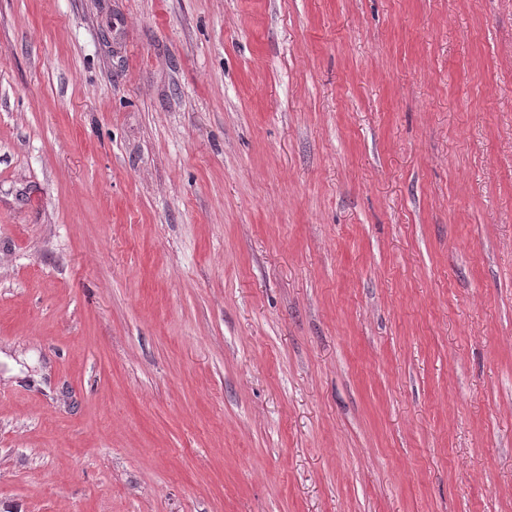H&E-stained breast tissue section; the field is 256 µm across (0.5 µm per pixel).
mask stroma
<instances>
[{"label": "stroma", "mask_w": 512, "mask_h": 512, "mask_svg": "<svg viewBox=\"0 0 512 512\" xmlns=\"http://www.w3.org/2000/svg\"><path fill=\"white\" fill-rule=\"evenodd\" d=\"M0 512H512V0H0Z\"/></svg>", "instance_id": "35a3bbf8"}]
</instances>
